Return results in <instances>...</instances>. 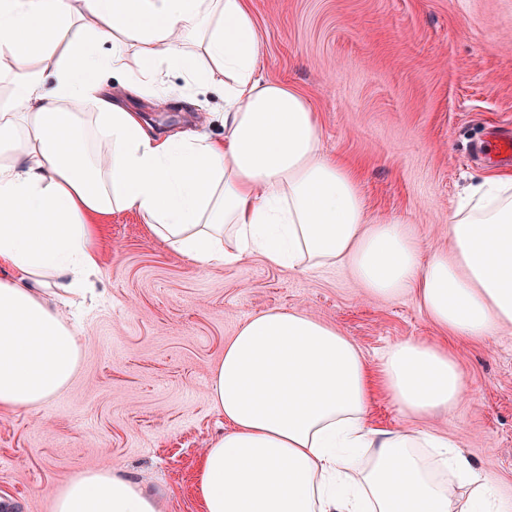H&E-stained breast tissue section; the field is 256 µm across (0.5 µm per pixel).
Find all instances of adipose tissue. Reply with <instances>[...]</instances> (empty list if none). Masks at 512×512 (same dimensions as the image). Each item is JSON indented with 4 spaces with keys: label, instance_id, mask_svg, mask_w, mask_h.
I'll return each instance as SVG.
<instances>
[{
    "label": "adipose tissue",
    "instance_id": "obj_1",
    "mask_svg": "<svg viewBox=\"0 0 512 512\" xmlns=\"http://www.w3.org/2000/svg\"><path fill=\"white\" fill-rule=\"evenodd\" d=\"M0 0V409H39L79 367L71 311L95 296L99 217L130 211L200 269L260 255L351 272L367 298L415 296L449 337L512 327V175L470 186L448 246L423 252L397 218L375 222L352 170L326 156L310 100L260 77L248 0ZM80 34L65 35L72 24ZM56 56L53 88L34 62ZM224 86V133L155 134L168 73ZM125 77L126 96L104 89ZM404 428L370 419L374 389ZM223 436L195 474L203 512H503L488 469L424 416L467 394L454 352L397 343L369 366L339 328L296 310L246 320L209 381ZM53 512H166L126 473L87 471Z\"/></svg>",
    "mask_w": 512,
    "mask_h": 512
}]
</instances>
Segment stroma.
Returning a JSON list of instances; mask_svg holds the SVG:
<instances>
[{"label":"stroma","mask_w":512,"mask_h":512,"mask_svg":"<svg viewBox=\"0 0 512 512\" xmlns=\"http://www.w3.org/2000/svg\"><path fill=\"white\" fill-rule=\"evenodd\" d=\"M260 74L319 113L322 148L354 171L370 219L407 222L423 250L448 245L459 196L496 164L475 151L512 129V0H249ZM138 108L161 133L219 136L224 91H187L165 111ZM99 285L84 316L71 384L39 412L0 410V499L52 512L55 491L88 470L120 469L167 492V512H202L199 458L223 432L212 369L240 324L295 309L336 325L369 364L408 339L442 341L411 297L375 301L344 270H292L252 256L199 269L132 212L102 219ZM467 395L422 419L486 467L512 503V328L453 341Z\"/></svg>","instance_id":"obj_1"}]
</instances>
